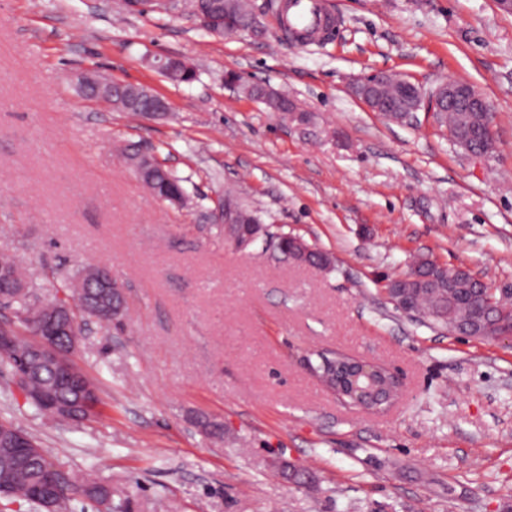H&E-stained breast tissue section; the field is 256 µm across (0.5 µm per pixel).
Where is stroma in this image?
Masks as SVG:
<instances>
[{
  "label": "stroma",
  "mask_w": 512,
  "mask_h": 512,
  "mask_svg": "<svg viewBox=\"0 0 512 512\" xmlns=\"http://www.w3.org/2000/svg\"><path fill=\"white\" fill-rule=\"evenodd\" d=\"M252 2L261 38L123 0H0V254L40 299L104 264L127 301L72 355L98 387L95 418H41L0 370V419L63 469L93 470L121 512H512V345L449 335L385 292L416 256L512 287V14L496 0H326L336 35L299 46ZM168 57L197 80H166L152 63ZM88 70L148 87L168 114L83 97ZM373 72L474 85L495 152L465 156L424 111L385 121L350 91ZM131 145L182 179L187 204L148 190ZM228 192L332 266L225 244L211 214ZM308 351L383 364L402 392L379 412L344 403Z\"/></svg>",
  "instance_id": "1"
}]
</instances>
